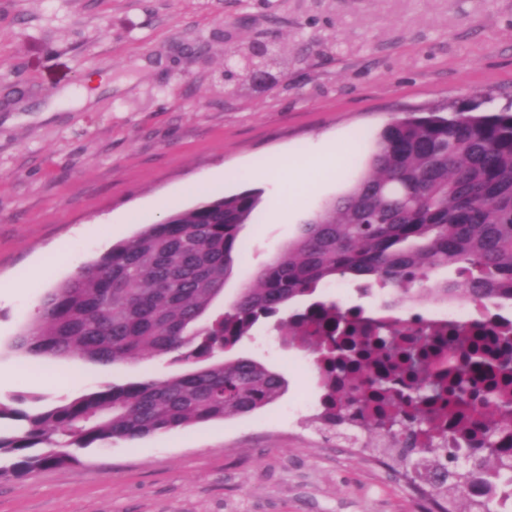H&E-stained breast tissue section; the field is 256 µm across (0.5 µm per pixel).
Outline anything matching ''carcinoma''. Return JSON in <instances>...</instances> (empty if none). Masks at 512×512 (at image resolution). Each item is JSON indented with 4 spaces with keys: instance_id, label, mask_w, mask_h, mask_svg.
<instances>
[{
    "instance_id": "obj_1",
    "label": "carcinoma",
    "mask_w": 512,
    "mask_h": 512,
    "mask_svg": "<svg viewBox=\"0 0 512 512\" xmlns=\"http://www.w3.org/2000/svg\"><path fill=\"white\" fill-rule=\"evenodd\" d=\"M261 191L219 196L178 209L148 224L47 293L32 322L11 348L33 357L78 356L98 364H122L169 357L183 370L163 380L144 378L108 384L73 400L23 411L0 403V456L12 459L0 477L22 476L41 466L68 467L77 451L133 441L197 423L250 413L282 393L285 379L245 357L224 362L215 356L234 349L258 323L288 335L304 324L336 328L340 308L333 300L305 307L311 319L284 315L288 303L311 296L330 279L352 276L413 287L435 299L462 295L473 301L512 300V109L450 106L411 112L379 133L368 170L340 197L327 202L302 225L300 234L256 283L241 289L229 309L211 312L223 295L242 226L251 220ZM457 277L431 282L439 268ZM512 372V359L471 351L457 366L438 369L430 392H403L390 374L359 369L343 406H359L368 387L383 395L393 414L366 427L386 433V420L401 416L409 425L435 423L447 394L461 412L469 406L472 374ZM477 420L484 434L480 456L491 473L512 481V447L492 438L500 421L512 416V391L492 388ZM446 452L453 471L434 462L427 480L454 512L452 485L466 483L472 453Z\"/></svg>"
}]
</instances>
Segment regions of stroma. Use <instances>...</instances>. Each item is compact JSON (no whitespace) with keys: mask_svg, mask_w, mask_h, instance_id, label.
<instances>
[{"mask_svg":"<svg viewBox=\"0 0 512 512\" xmlns=\"http://www.w3.org/2000/svg\"><path fill=\"white\" fill-rule=\"evenodd\" d=\"M257 40L274 48L268 79L225 80V56ZM93 75V100L67 103ZM485 100L512 103V0H0V285L69 244L48 281L0 296V366L19 369L0 403L180 372L167 358H53L38 383L30 356L10 348L48 291L167 210L260 190L216 303L228 308L365 172L392 118ZM328 141L342 156L335 173L309 168L301 205L273 217L294 189L256 180V167ZM192 181L202 193L187 192ZM240 356L286 379L278 399L0 479V512H427L398 473L302 431L313 390L280 336L258 325L227 354ZM68 372L70 385L50 384Z\"/></svg>","mask_w":512,"mask_h":512,"instance_id":"stroma-1","label":"stroma"}]
</instances>
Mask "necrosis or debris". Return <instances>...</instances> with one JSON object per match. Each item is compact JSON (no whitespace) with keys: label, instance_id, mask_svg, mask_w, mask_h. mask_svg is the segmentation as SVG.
<instances>
[{"label":"necrosis or debris","instance_id":"1","mask_svg":"<svg viewBox=\"0 0 512 512\" xmlns=\"http://www.w3.org/2000/svg\"><path fill=\"white\" fill-rule=\"evenodd\" d=\"M354 334L343 342L345 354L331 363H309L306 355L295 360L309 366L319 389L318 398L308 404V411L324 417L336 394L349 392L357 367L370 361L373 369H386L380 344L389 340L392 331H400L403 339L427 337L431 359L447 361L449 353L463 355L476 348L497 352V339L512 335V316L503 314L500 305L487 302L462 301L449 307L416 305L408 309L379 303L357 309L348 317Z\"/></svg>","mask_w":512,"mask_h":512}]
</instances>
